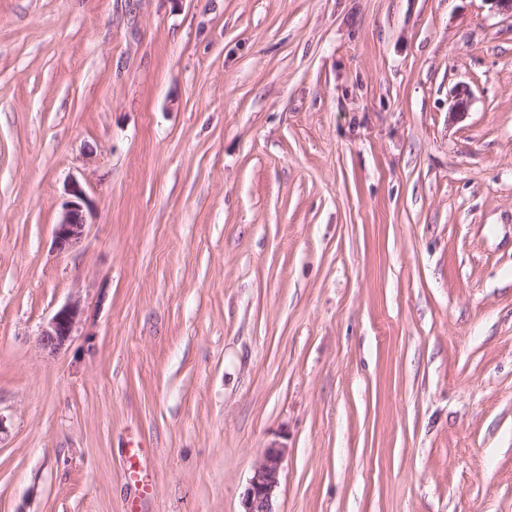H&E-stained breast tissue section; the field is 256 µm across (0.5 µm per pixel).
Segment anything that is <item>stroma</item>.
<instances>
[{
    "label": "stroma",
    "instance_id": "1",
    "mask_svg": "<svg viewBox=\"0 0 512 512\" xmlns=\"http://www.w3.org/2000/svg\"><path fill=\"white\" fill-rule=\"evenodd\" d=\"M275 440V512H512V17L0 0V512H130L135 447L242 512ZM87 211H91L87 195L81 183L72 179L64 187L61 213L54 227L52 244L56 251L68 252L81 242ZM82 314L80 301L77 299H72L62 305L42 327L38 335V344L41 350L48 354H55L62 350L73 335Z\"/></svg>",
    "mask_w": 512,
    "mask_h": 512
}]
</instances>
